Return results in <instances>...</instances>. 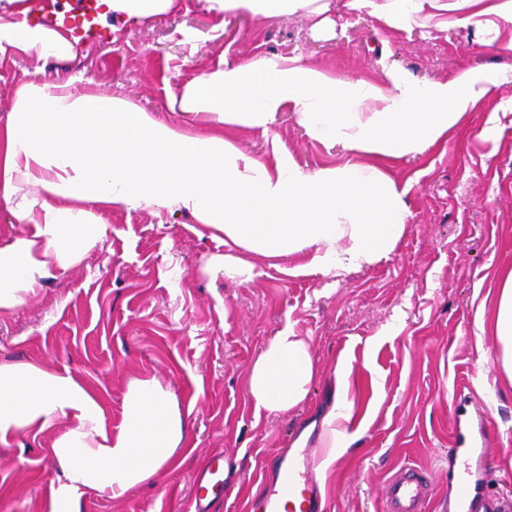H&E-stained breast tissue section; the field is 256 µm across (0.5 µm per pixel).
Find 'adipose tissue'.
Instances as JSON below:
<instances>
[{
	"mask_svg": "<svg viewBox=\"0 0 512 512\" xmlns=\"http://www.w3.org/2000/svg\"><path fill=\"white\" fill-rule=\"evenodd\" d=\"M16 18L0 22V54L38 50L68 54V34L25 17L29 0H6ZM184 0H101L120 17L149 20ZM227 16L331 14L368 16L389 28L445 30L473 23L485 51H512V0H203ZM512 69L468 70L443 81L397 71L384 80L334 76L299 54L265 53L224 63L171 93L172 111L215 118L216 126L187 134L121 98L82 93L74 82L25 85L11 120L0 130V202L33 232L0 240V308L36 295L52 271L68 268L107 236L91 205L152 210L166 205L192 214L223 235L225 276H250L251 253L299 257L297 272L343 279L389 258L410 217L394 164L445 144L464 118L494 101ZM291 112L313 139L339 147L344 163L317 169L298 164L282 146L256 158L223 134L233 126L268 128ZM37 187L20 196L24 186ZM491 300L500 363L512 380V269L500 273ZM317 370L305 340L281 329L249 376L256 411L285 413L306 400ZM112 431L98 396L72 374L36 364L0 365V443L26 432L57 429L52 451L66 482L54 512H76L87 492L123 495L154 482L186 441L176 396L156 380L135 379Z\"/></svg>",
	"mask_w": 512,
	"mask_h": 512,
	"instance_id": "obj_1",
	"label": "adipose tissue"
}]
</instances>
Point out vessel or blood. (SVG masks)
Segmentation results:
<instances>
[{"label": "vessel or blood", "mask_w": 512, "mask_h": 512, "mask_svg": "<svg viewBox=\"0 0 512 512\" xmlns=\"http://www.w3.org/2000/svg\"><path fill=\"white\" fill-rule=\"evenodd\" d=\"M462 460L458 473L449 475L455 483L460 502L466 512H512V500L500 496L488 486L472 479L471 469L480 466L491 470L493 461L482 447L461 448ZM386 512H425L432 498L431 484L425 473L412 465L394 471L385 486ZM264 512H319V490L307 458L282 459L277 475L267 487Z\"/></svg>", "instance_id": "b4317fda"}]
</instances>
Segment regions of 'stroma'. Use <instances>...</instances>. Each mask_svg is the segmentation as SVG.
<instances>
[{"mask_svg":"<svg viewBox=\"0 0 512 512\" xmlns=\"http://www.w3.org/2000/svg\"><path fill=\"white\" fill-rule=\"evenodd\" d=\"M51 27L87 24L73 53L0 55V127L24 84L79 78L81 91L121 97L168 125L194 131L193 115L171 111L168 95L186 80L277 52L303 54L329 73L383 80L389 69L422 81L467 69L512 67V52L489 53L472 25L397 31L369 17L319 27L305 16L222 17L201 0L149 20L97 11L88 0H33ZM490 115L467 113L445 146L392 168L408 188L410 218L395 252L341 282L319 272L291 276L292 257L253 256L252 280L206 271L224 254L223 237L190 214L109 206L111 231L74 266L56 271L37 295L0 309V365L40 364L76 376L120 427L128 384L156 379L189 413L190 440L159 480L112 498L87 492L78 512H245L280 455L307 449L324 512H385L388 476L405 464L428 472L437 495L426 512H448V448L456 431L451 397L484 403L490 485L512 499V381L492 336H479L477 312L497 274L512 268V120L492 139L478 133ZM239 149L267 157L282 144L308 168L340 162V149L312 139L292 113L269 131L233 127ZM308 344L318 371L306 401L288 414L256 413L251 367L285 326ZM354 406L337 420L338 447L321 445L319 423L334 394ZM55 431L0 443V512H51L64 483L52 452ZM224 464L223 488L203 493L209 462Z\"/></svg>","mask_w":512,"mask_h":512,"instance_id":"obj_1","label":"stroma"}]
</instances>
